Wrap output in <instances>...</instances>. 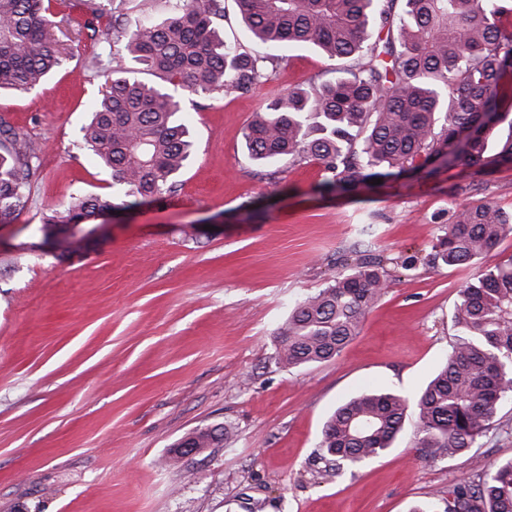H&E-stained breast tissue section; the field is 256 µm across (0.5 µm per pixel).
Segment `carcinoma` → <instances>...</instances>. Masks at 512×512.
Instances as JSON below:
<instances>
[{
  "label": "carcinoma",
  "mask_w": 512,
  "mask_h": 512,
  "mask_svg": "<svg viewBox=\"0 0 512 512\" xmlns=\"http://www.w3.org/2000/svg\"><path fill=\"white\" fill-rule=\"evenodd\" d=\"M55 0H0V92H26L61 66L50 38ZM241 20L268 52L258 56L224 42V0H176L167 17L151 14L130 28L120 5L103 32L130 60L158 78L146 82L112 54L101 68L105 88L90 108L81 149L112 171L110 197L79 194L53 211L43 235L130 210L177 191L193 142L179 87L194 95L245 94L269 78L268 66L292 46H312L330 60L350 58L338 76L311 89L278 94L246 128L249 158L271 165L289 158L323 171V193H350L372 179L430 175L464 166L485 173L512 165V0H238ZM507 133H502V124ZM40 148L0 122V223L29 199ZM512 236V213L489 202L457 214L432 246L429 263H477ZM57 259L82 257L83 239L59 242ZM383 259L358 257L345 272L297 302L276 333L278 363L297 369L330 361L359 333L385 295ZM455 340L425 387L407 398L366 390L325 422L317 478L340 475L390 448L414 411V447L434 460L467 454L498 429L512 401V257L480 270L458 293ZM228 430L196 429L176 444L210 448ZM411 512H512V458L448 487L443 507Z\"/></svg>",
  "instance_id": "obj_1"
}]
</instances>
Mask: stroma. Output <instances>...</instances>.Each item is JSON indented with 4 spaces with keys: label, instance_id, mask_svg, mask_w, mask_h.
I'll return each mask as SVG.
<instances>
[{
    "label": "stroma",
    "instance_id": "stroma-1",
    "mask_svg": "<svg viewBox=\"0 0 512 512\" xmlns=\"http://www.w3.org/2000/svg\"><path fill=\"white\" fill-rule=\"evenodd\" d=\"M86 18L83 6H55L62 66L35 90L0 96V118L42 159L28 203L0 224V512H247L250 496L265 512H409L512 458L509 402L505 433L466 456H421L408 422L361 467L310 474L337 405L368 388L413 396L446 354L458 291L477 269L429 266L445 224L481 201L512 212L507 165L336 195L318 192L314 163L285 160L262 177L243 134L271 96L333 78L316 51H289L245 95L184 94L193 149L176 193L127 211L83 257L13 264L73 193L112 192L111 172L76 148L104 84L89 62L109 52ZM359 251L383 256L388 272L360 334L335 359L282 368L279 324ZM215 424L230 430L223 443L174 457V443Z\"/></svg>",
    "mask_w": 512,
    "mask_h": 512
}]
</instances>
